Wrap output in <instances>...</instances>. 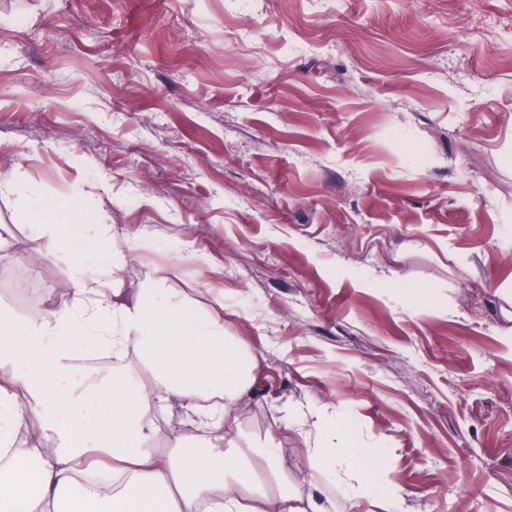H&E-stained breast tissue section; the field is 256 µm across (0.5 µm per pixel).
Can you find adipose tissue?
<instances>
[{
    "label": "adipose tissue",
    "mask_w": 512,
    "mask_h": 512,
    "mask_svg": "<svg viewBox=\"0 0 512 512\" xmlns=\"http://www.w3.org/2000/svg\"><path fill=\"white\" fill-rule=\"evenodd\" d=\"M98 220L77 199L42 200L31 210L33 224L68 241ZM80 344L116 355L135 349L150 383L86 370L94 416L75 418L80 395L69 380ZM261 386L257 354L247 341L225 336L216 308L195 311L186 295L157 282L130 301L78 287L68 305L37 320L0 307V512H330L324 494L288 467L273 441L248 455L215 450L214 437L228 433V413ZM157 403L177 404L202 446L188 448L182 436L156 426L149 413ZM24 426L39 438L19 448L14 434ZM326 441L311 457L351 505L369 493L383 498L386 512H403L385 449L362 447L343 415L328 426ZM253 455L279 481V493L257 481ZM100 470L112 480L106 495L78 482Z\"/></svg>",
    "instance_id": "adipose-tissue-1"
}]
</instances>
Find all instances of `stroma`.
Segmentation results:
<instances>
[{"label":"stroma","instance_id":"35a3bbf8","mask_svg":"<svg viewBox=\"0 0 512 512\" xmlns=\"http://www.w3.org/2000/svg\"><path fill=\"white\" fill-rule=\"evenodd\" d=\"M76 196L87 246L25 216ZM4 252L49 306L88 271L223 301L267 376L237 442L337 512L312 411L404 512H512V0H0Z\"/></svg>","mask_w":512,"mask_h":512}]
</instances>
